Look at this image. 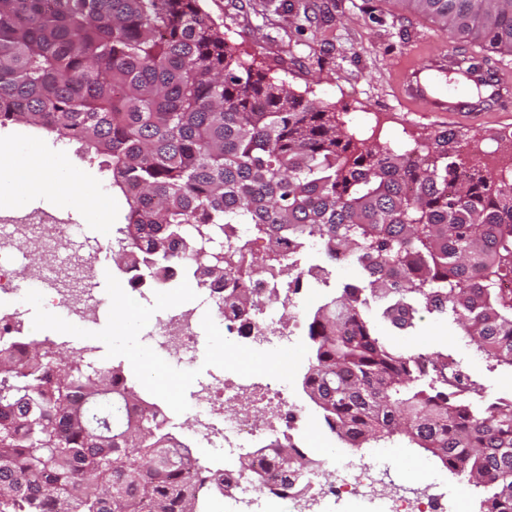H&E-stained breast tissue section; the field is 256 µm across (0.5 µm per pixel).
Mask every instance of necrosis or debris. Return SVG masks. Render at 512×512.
Wrapping results in <instances>:
<instances>
[{
	"instance_id": "4bbe7bcc",
	"label": "necrosis or debris",
	"mask_w": 512,
	"mask_h": 512,
	"mask_svg": "<svg viewBox=\"0 0 512 512\" xmlns=\"http://www.w3.org/2000/svg\"><path fill=\"white\" fill-rule=\"evenodd\" d=\"M72 231L65 218L47 211L0 216V246L19 241L27 254L38 257L50 273L52 306L66 311L69 322L81 325L96 320L99 313L91 290L98 277L99 252L77 250L52 266V238ZM120 271L132 292L145 298L179 283L185 268L173 266L167 281L128 262ZM329 284V270L304 262L301 248L285 239L278 261L253 266L249 273L221 282H197L195 300L157 317L147 337L158 355L191 366L201 344L202 319L208 313L229 341L256 350L289 347L308 335V306L324 298ZM243 293L252 303L241 308L236 299ZM190 397L189 425L181 426L171 416L166 423L178 431L180 442L207 452L187 474L189 484L201 480L207 486L205 512L224 507L229 512H330L331 505L343 499L365 502L373 512H440L446 499L436 484L397 477L385 465L338 466L325 450L311 445L312 435L323 434V423L308 416L294 392L279 380L212 373L196 381ZM285 445L299 452L304 465L292 484L283 487L276 454ZM243 455L250 456L251 469L229 468V461Z\"/></svg>"
}]
</instances>
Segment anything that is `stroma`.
I'll list each match as a JSON object with an SVG mask.
<instances>
[{"instance_id": "35a3bbf8", "label": "stroma", "mask_w": 512, "mask_h": 512, "mask_svg": "<svg viewBox=\"0 0 512 512\" xmlns=\"http://www.w3.org/2000/svg\"><path fill=\"white\" fill-rule=\"evenodd\" d=\"M224 40L236 54L296 94L321 102L336 115L338 124L357 138H374L395 146L420 149L437 132L448 129V119L434 115L427 105L406 113L395 89L415 62L417 53L457 55L480 51L477 43L457 39L439 30L430 20L402 6L400 0H199ZM466 166L492 169L495 161L512 159V116L501 112L455 128ZM39 139L45 152L66 154L69 170L96 178L99 201L111 207L108 223H91V210L71 209L80 230L77 237L56 242L59 256L78 246L111 244L128 210L124 196L113 189L108 173L97 163L80 157L53 135L24 125L0 128V140L14 139L25 150L26 138ZM13 315L17 339L48 340L54 362L63 367L95 366L122 369L133 377L130 362L122 356L107 357L105 344L52 330L32 328L33 309L22 292L0 301V315ZM368 316L376 333L393 350L406 353L452 354L461 370L483 384L488 399H512V368L493 366L475 345L464 339L452 316L419 312L412 327L398 329L386 321L378 306ZM394 469L456 490V477L434 458L417 448L395 442L383 448Z\"/></svg>"}]
</instances>
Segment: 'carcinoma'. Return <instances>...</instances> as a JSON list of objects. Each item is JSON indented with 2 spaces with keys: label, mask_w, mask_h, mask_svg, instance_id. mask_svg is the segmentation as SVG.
<instances>
[{
  "label": "carcinoma",
  "mask_w": 512,
  "mask_h": 512,
  "mask_svg": "<svg viewBox=\"0 0 512 512\" xmlns=\"http://www.w3.org/2000/svg\"><path fill=\"white\" fill-rule=\"evenodd\" d=\"M454 36L512 51V0H413ZM57 133L112 172L119 229L154 266L232 273L210 244L251 224L277 246L318 239L358 264L310 322L303 385L355 448L401 438L467 478L480 512H512V399L489 402L450 354L405 355L375 334L369 300L406 328L450 313L512 367V180L458 162L457 134L403 152L343 131L336 114L230 50L198 0H0V127ZM0 339V512H198L196 458L113 368L60 376L43 345ZM39 373L41 377L33 378ZM281 482L298 468L280 449Z\"/></svg>",
  "instance_id": "obj_1"
}]
</instances>
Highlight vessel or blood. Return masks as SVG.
Masks as SVG:
<instances>
[{"mask_svg":"<svg viewBox=\"0 0 512 512\" xmlns=\"http://www.w3.org/2000/svg\"><path fill=\"white\" fill-rule=\"evenodd\" d=\"M456 71L465 77L462 85L438 84V77ZM396 96L404 108L427 104L431 111L470 119L490 112L504 111L512 100V83L505 80L499 69L486 63L461 66L446 56L425 58L411 65L404 74Z\"/></svg>","mask_w":512,"mask_h":512,"instance_id":"obj_1","label":"vessel or blood"}]
</instances>
